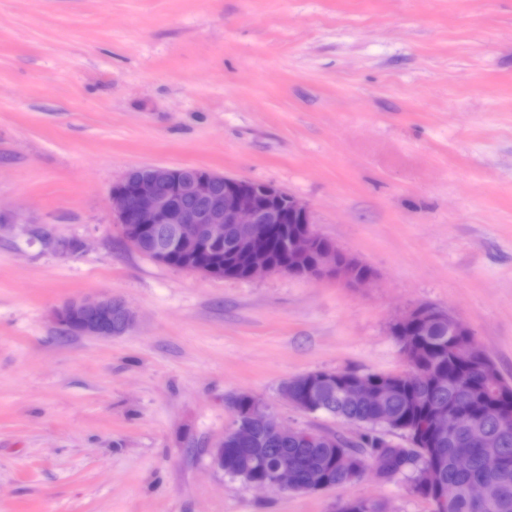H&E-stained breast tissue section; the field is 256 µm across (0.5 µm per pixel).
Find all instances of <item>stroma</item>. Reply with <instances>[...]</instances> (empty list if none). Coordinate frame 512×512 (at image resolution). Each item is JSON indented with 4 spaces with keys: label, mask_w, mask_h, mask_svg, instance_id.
Here are the masks:
<instances>
[{
    "label": "stroma",
    "mask_w": 512,
    "mask_h": 512,
    "mask_svg": "<svg viewBox=\"0 0 512 512\" xmlns=\"http://www.w3.org/2000/svg\"><path fill=\"white\" fill-rule=\"evenodd\" d=\"M198 166L303 200L365 288L213 278L134 250L110 191ZM0 512H430L405 481L253 491L230 396L357 440L280 384L399 374L393 320L465 323L512 383V0H0ZM107 293L102 339L52 311ZM52 319L70 336L110 337L124 333L135 322L131 309L108 294L69 300L54 309Z\"/></svg>",
    "instance_id": "stroma-1"
}]
</instances>
